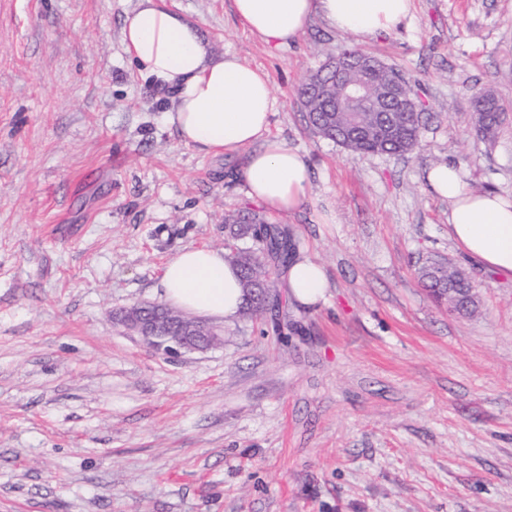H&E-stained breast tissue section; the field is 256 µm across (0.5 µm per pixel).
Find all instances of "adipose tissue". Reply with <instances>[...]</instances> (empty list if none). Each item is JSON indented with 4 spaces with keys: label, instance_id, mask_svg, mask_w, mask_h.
<instances>
[{
    "label": "adipose tissue",
    "instance_id": "adipose-tissue-1",
    "mask_svg": "<svg viewBox=\"0 0 512 512\" xmlns=\"http://www.w3.org/2000/svg\"><path fill=\"white\" fill-rule=\"evenodd\" d=\"M412 8L413 0H233L249 32L277 47L297 40L316 15L338 32L368 36L395 30ZM123 41L139 70L169 90L166 120L183 145L212 156L244 154L241 176L251 199L275 212L302 206L310 167L304 155L267 138L275 98L260 70L230 53L214 55L196 23L157 0H140L125 22ZM427 180L448 201L455 243L512 277V203L468 189L451 164L434 167ZM285 278L289 296L300 304L324 300L328 279L311 258L291 261ZM162 287L167 301L214 318H236L243 301L236 268L207 248L180 251L166 264Z\"/></svg>",
    "mask_w": 512,
    "mask_h": 512
}]
</instances>
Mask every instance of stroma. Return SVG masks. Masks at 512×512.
Returning <instances> with one entry per match:
<instances>
[{"label":"stroma","instance_id":"stroma-1","mask_svg":"<svg viewBox=\"0 0 512 512\" xmlns=\"http://www.w3.org/2000/svg\"><path fill=\"white\" fill-rule=\"evenodd\" d=\"M268 78V137L305 155L307 201L270 213L329 288L224 323L167 357L117 320L163 303L165 264L227 250L241 159L181 144L166 89L122 38L138 0H0V512H512V280L449 235L427 171L512 200V0H413L365 39L313 17L289 46L231 0H160ZM420 80V144L352 154L299 88L342 49ZM505 116L475 133L468 91ZM463 270L479 307L437 304L419 267Z\"/></svg>","mask_w":512,"mask_h":512}]
</instances>
